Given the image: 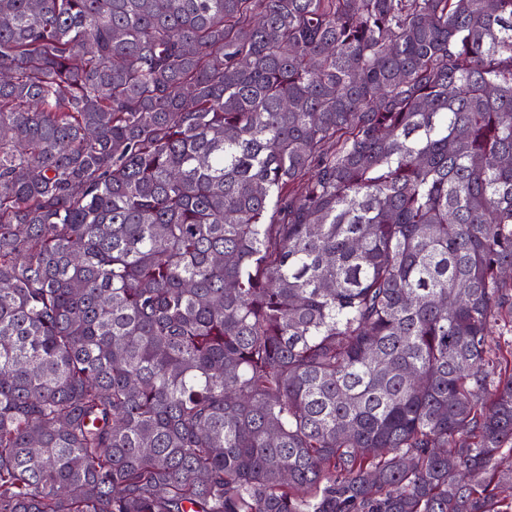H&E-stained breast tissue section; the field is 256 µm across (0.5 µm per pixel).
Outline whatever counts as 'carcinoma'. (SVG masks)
<instances>
[{
    "mask_svg": "<svg viewBox=\"0 0 512 512\" xmlns=\"http://www.w3.org/2000/svg\"><path fill=\"white\" fill-rule=\"evenodd\" d=\"M512 0H0V512H512Z\"/></svg>",
    "mask_w": 512,
    "mask_h": 512,
    "instance_id": "obj_1",
    "label": "carcinoma"
}]
</instances>
